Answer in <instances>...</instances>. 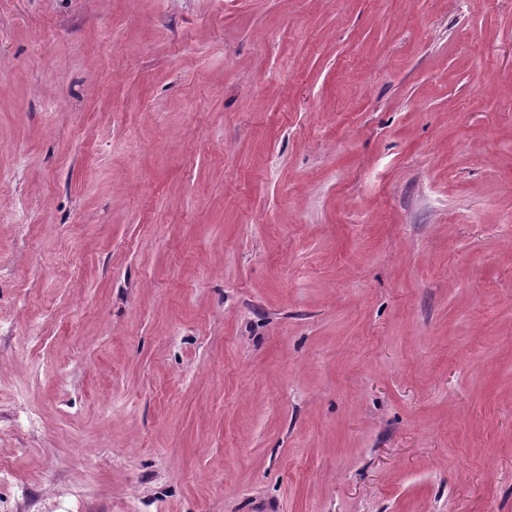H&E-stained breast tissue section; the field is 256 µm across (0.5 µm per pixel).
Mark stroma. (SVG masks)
<instances>
[{"label":"stroma","mask_w":512,"mask_h":512,"mask_svg":"<svg viewBox=\"0 0 512 512\" xmlns=\"http://www.w3.org/2000/svg\"><path fill=\"white\" fill-rule=\"evenodd\" d=\"M0 512H512V0H0Z\"/></svg>","instance_id":"obj_1"}]
</instances>
